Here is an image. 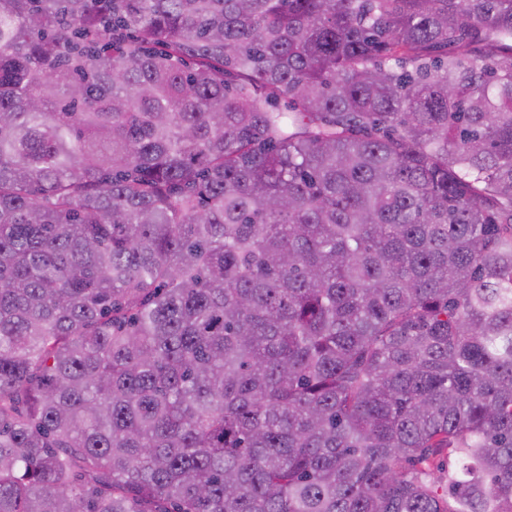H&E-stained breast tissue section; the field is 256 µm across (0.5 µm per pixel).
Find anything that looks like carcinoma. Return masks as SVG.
Returning <instances> with one entry per match:
<instances>
[{
	"label": "carcinoma",
	"mask_w": 512,
	"mask_h": 512,
	"mask_svg": "<svg viewBox=\"0 0 512 512\" xmlns=\"http://www.w3.org/2000/svg\"><path fill=\"white\" fill-rule=\"evenodd\" d=\"M0 512H512V0H0Z\"/></svg>",
	"instance_id": "1"
}]
</instances>
